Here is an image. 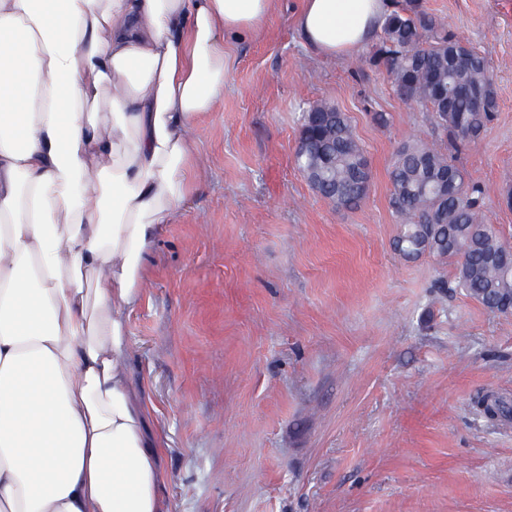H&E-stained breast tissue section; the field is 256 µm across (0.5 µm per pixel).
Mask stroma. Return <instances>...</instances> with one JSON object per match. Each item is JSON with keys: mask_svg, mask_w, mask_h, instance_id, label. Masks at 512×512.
<instances>
[{"mask_svg": "<svg viewBox=\"0 0 512 512\" xmlns=\"http://www.w3.org/2000/svg\"><path fill=\"white\" fill-rule=\"evenodd\" d=\"M487 60L498 110L455 149L403 101L380 40L325 58L279 0L224 41V95L195 122L186 209L150 250L128 367L165 444L169 512H512V313L457 286L456 264L395 249L389 170L436 143L488 189L512 244V0H421ZM345 112L371 163L354 208L322 199L294 152L303 105Z\"/></svg>", "mask_w": 512, "mask_h": 512, "instance_id": "1", "label": "stroma"}]
</instances>
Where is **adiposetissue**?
Returning a JSON list of instances; mask_svg holds the SVG:
<instances>
[{
    "mask_svg": "<svg viewBox=\"0 0 512 512\" xmlns=\"http://www.w3.org/2000/svg\"><path fill=\"white\" fill-rule=\"evenodd\" d=\"M278 0H0V512H168L127 371L154 237L187 203L224 39ZM385 0H302L345 57Z\"/></svg>",
    "mask_w": 512,
    "mask_h": 512,
    "instance_id": "obj_1",
    "label": "adipose tissue"
}]
</instances>
